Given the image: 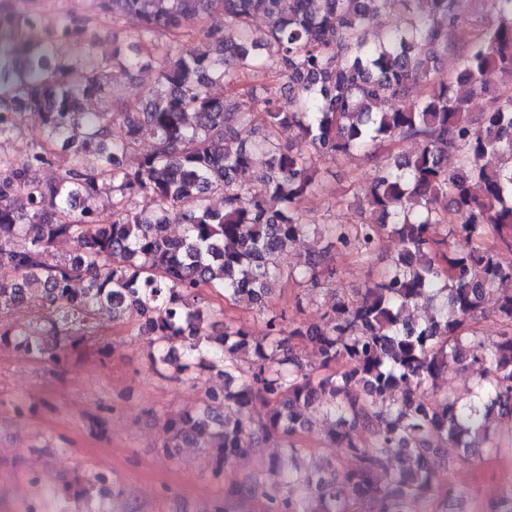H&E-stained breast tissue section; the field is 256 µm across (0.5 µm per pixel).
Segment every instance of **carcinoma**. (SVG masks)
Segmentation results:
<instances>
[{
    "mask_svg": "<svg viewBox=\"0 0 512 512\" xmlns=\"http://www.w3.org/2000/svg\"><path fill=\"white\" fill-rule=\"evenodd\" d=\"M465 0H95L97 15L141 19L138 36L153 42L149 59L115 44L112 62L85 59L83 81L68 79L67 38L91 18L70 14L49 41L32 47L20 39L37 19L19 17L0 0V136L14 131L13 114H41L31 149L20 158L0 156V313L38 302L48 311L42 327L4 330L0 341L28 353L59 352L81 340L97 311L136 320L157 354L154 374L179 380L195 368L222 367L224 392L203 413L184 412L164 426L161 447L191 439L210 450L217 469L244 456L251 407L268 406L257 431L287 440L304 431L303 411L316 405L329 421L328 438L359 459L358 468L315 475L300 467L284 480L278 464L268 474L224 488L213 512H230L244 499L262 512H347L354 501L368 512H406L414 499L453 487L438 483L433 454L444 461L483 444H502L487 420L512 425V264L484 246L512 250V93L499 76L512 77V0H497L495 19L457 48L448 31L469 22ZM398 7L403 20L368 37L373 19ZM224 10V28H192ZM266 19L257 33L256 16ZM457 54L453 75L440 72L437 55ZM156 65V87L135 106L112 112L123 137L112 139L105 114L85 111L92 97H117L108 69ZM269 97L260 119L230 110L213 86L244 79ZM285 80L288 96L278 94ZM421 98H409L412 85ZM483 96L478 120L471 98ZM297 137L313 153L287 146ZM411 140L416 151L377 169L361 191L370 218L332 224L322 250L295 265L288 248L308 232L301 205L316 195L324 163L374 153L382 140ZM151 142L150 150L136 146ZM268 173L258 187L243 174L255 154ZM457 166L448 168V158ZM60 162L58 176L38 173ZM212 194L224 208L207 204ZM153 207L140 209L137 199ZM446 198L450 206L440 208ZM185 225L170 239L166 226ZM469 244L448 251L436 228ZM401 251L353 299H338L317 323L285 325L270 312L277 283L325 288L336 278L332 251L369 255L384 237ZM61 237L80 249L53 266L43 261ZM203 288L221 289L263 320L267 340L224 320L213 337L206 327L224 315L202 304ZM438 302L414 318L411 309ZM494 305L496 334L475 328ZM307 339L318 366L306 367L288 343ZM180 343L183 354H175ZM452 364L479 372L478 402L466 405L423 392ZM364 430L372 445L357 441ZM404 465L382 483L392 456Z\"/></svg>",
    "mask_w": 512,
    "mask_h": 512,
    "instance_id": "carcinoma-1",
    "label": "carcinoma"
}]
</instances>
